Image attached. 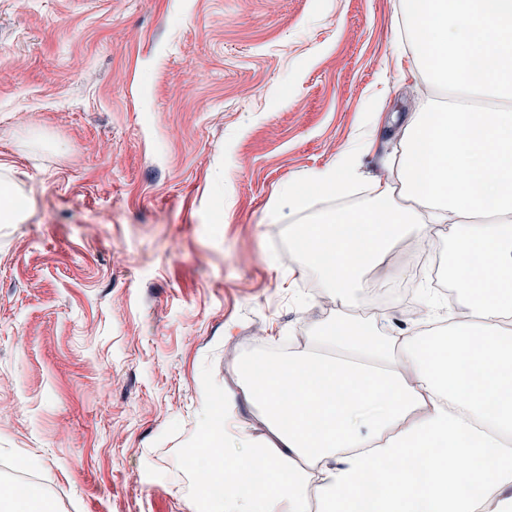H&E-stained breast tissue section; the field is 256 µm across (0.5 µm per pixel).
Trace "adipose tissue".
Returning a JSON list of instances; mask_svg holds the SVG:
<instances>
[{"label": "adipose tissue", "instance_id": "adipose-tissue-1", "mask_svg": "<svg viewBox=\"0 0 512 512\" xmlns=\"http://www.w3.org/2000/svg\"><path fill=\"white\" fill-rule=\"evenodd\" d=\"M410 74L424 98L399 130L396 184L358 211L331 210L294 242L339 313L285 353L235 358L237 388L201 383L189 476L220 474L209 512H512V0H404ZM355 152L284 188L276 217L310 194L347 196ZM448 232V279L460 309L440 315L418 291L413 331L341 308L407 237ZM264 432L253 437L240 404Z\"/></svg>", "mask_w": 512, "mask_h": 512}]
</instances>
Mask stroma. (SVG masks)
<instances>
[{"mask_svg": "<svg viewBox=\"0 0 512 512\" xmlns=\"http://www.w3.org/2000/svg\"><path fill=\"white\" fill-rule=\"evenodd\" d=\"M403 0H0V483L49 512H191L227 354L330 318L281 189L356 150L347 207L428 92ZM30 459L20 467L19 459ZM28 209V198L23 194L2 187L0 189V213H5L2 224H20L24 221Z\"/></svg>", "mask_w": 512, "mask_h": 512, "instance_id": "stroma-1", "label": "stroma"}]
</instances>
